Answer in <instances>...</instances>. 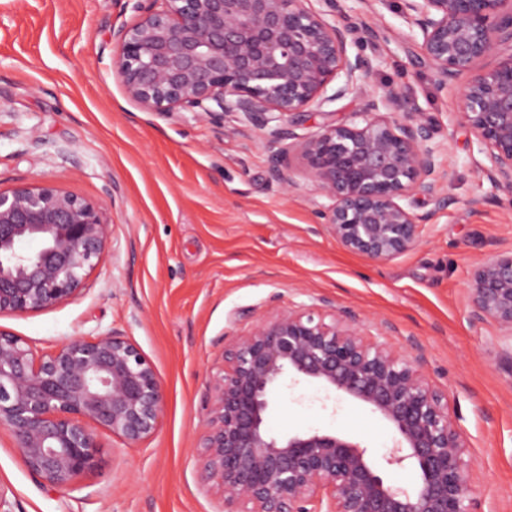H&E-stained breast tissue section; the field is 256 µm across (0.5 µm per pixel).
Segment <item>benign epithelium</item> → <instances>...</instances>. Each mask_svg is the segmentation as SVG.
Here are the masks:
<instances>
[{"mask_svg": "<svg viewBox=\"0 0 512 512\" xmlns=\"http://www.w3.org/2000/svg\"><path fill=\"white\" fill-rule=\"evenodd\" d=\"M138 19L112 28V69L129 98L158 114L191 112L215 125L228 114L268 130L271 181L295 173L326 202L317 216L348 251L389 261L420 241V202L448 207L447 173L423 113L395 87L366 93L349 121L305 139L292 127L314 106L365 93L370 61L352 44L363 25L329 23L303 0H136ZM439 86L488 57L459 97V114L488 155L495 187L512 196V0H402ZM94 204L42 183L0 191V316L55 307L83 290L113 225ZM473 316L512 337V252L471 279ZM354 400L397 433L389 466L410 467L411 490L391 485L368 448L344 432L270 434L265 420L287 380ZM165 393L144 352L107 333L72 338L37 356L0 330V430L26 466L67 491L99 467L94 428L128 445L158 430ZM204 482L224 512H472L473 468L421 358L364 338L353 318L277 311L224 349L201 435Z\"/></svg>", "mask_w": 512, "mask_h": 512, "instance_id": "1", "label": "benign epithelium"}]
</instances>
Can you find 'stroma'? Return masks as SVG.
Returning <instances> with one entry per match:
<instances>
[{"mask_svg":"<svg viewBox=\"0 0 512 512\" xmlns=\"http://www.w3.org/2000/svg\"><path fill=\"white\" fill-rule=\"evenodd\" d=\"M332 24L379 31L367 91L393 85L434 128L451 177L448 210L424 215L418 245L385 262L352 253L320 224L322 199L298 180L272 183L262 130L218 127L189 112L159 115L125 93L111 68L110 29L135 21L130 0H0V190L48 182L106 203L104 259L77 296L0 317L36 355L114 332L152 362L166 390L156 435L129 446L97 429L101 467L60 491L24 464L0 430V512H222L199 476V437L224 347L283 310L355 316L362 334L421 354L429 384L474 462L475 512H512V338L475 319L478 264L512 250V196L458 117L462 72L439 88L398 0H340ZM268 431L342 430L375 458L394 431L375 413L316 385L283 389Z\"/></svg>","mask_w":512,"mask_h":512,"instance_id":"1","label":"stroma"}]
</instances>
